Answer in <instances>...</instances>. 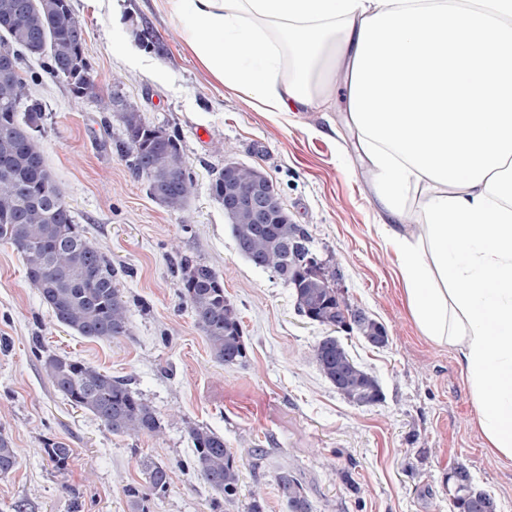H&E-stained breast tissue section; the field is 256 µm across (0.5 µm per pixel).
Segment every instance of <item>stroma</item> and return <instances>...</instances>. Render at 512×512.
<instances>
[{
  "label": "stroma",
  "instance_id": "obj_1",
  "mask_svg": "<svg viewBox=\"0 0 512 512\" xmlns=\"http://www.w3.org/2000/svg\"><path fill=\"white\" fill-rule=\"evenodd\" d=\"M84 25L85 56L97 94L75 98L67 82L36 59L33 98L44 108L34 135L45 164L85 238L117 271L129 305V333L106 341L58 324L28 281L20 253L0 242V435L19 469L0 477V512H129L124 488L145 485L141 464L168 467L166 493L148 492L149 512H212L215 492L192 465L189 430L222 434L244 459L241 486L226 512H246L251 492L266 512H288L281 469L301 481L313 512H454L448 472L464 465L474 485L512 512V459L485 446L464 363L421 332L405 297L397 258L355 133L345 120V89L328 108L273 118L249 95L220 85L185 47L155 0H124L121 23L111 0H70ZM150 27L161 50L133 68L121 50ZM165 70L156 79L152 64ZM135 104L142 119L177 133L196 181L180 210L153 198L117 150L126 138L120 112L99 96ZM264 171L319 260L336 266V287L350 308L384 325L386 346L334 332L298 312L291 288L238 251L224 205L210 191L225 162ZM187 256L214 268L240 314L246 357L224 365L211 354L181 295L171 262ZM338 335L375 376L380 403L356 405L321 375L319 339ZM66 356L129 381L158 413L160 435L112 434L90 412L58 394L41 359ZM73 454L66 467L47 444Z\"/></svg>",
  "mask_w": 512,
  "mask_h": 512
}]
</instances>
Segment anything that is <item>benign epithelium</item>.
<instances>
[{"instance_id": "1", "label": "benign epithelium", "mask_w": 512, "mask_h": 512, "mask_svg": "<svg viewBox=\"0 0 512 512\" xmlns=\"http://www.w3.org/2000/svg\"><path fill=\"white\" fill-rule=\"evenodd\" d=\"M238 163L229 161L224 164V212L238 210L252 212L256 223L268 224L274 212L282 209L271 180L262 175L245 185H233Z\"/></svg>"}]
</instances>
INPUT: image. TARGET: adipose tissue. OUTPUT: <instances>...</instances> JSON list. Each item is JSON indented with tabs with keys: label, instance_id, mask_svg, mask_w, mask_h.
Masks as SVG:
<instances>
[{
	"label": "adipose tissue",
	"instance_id": "1",
	"mask_svg": "<svg viewBox=\"0 0 512 512\" xmlns=\"http://www.w3.org/2000/svg\"><path fill=\"white\" fill-rule=\"evenodd\" d=\"M199 63L275 115L317 107L337 63L353 65L363 18L415 0H162ZM375 197L426 338L458 349L488 448L512 459V158L469 188L433 183L419 220L403 206L423 182L366 136Z\"/></svg>",
	"mask_w": 512,
	"mask_h": 512
}]
</instances>
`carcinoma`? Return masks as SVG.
<instances>
[{"mask_svg": "<svg viewBox=\"0 0 512 512\" xmlns=\"http://www.w3.org/2000/svg\"><path fill=\"white\" fill-rule=\"evenodd\" d=\"M21 12L24 28H0V44H13L17 62L32 55L44 71L63 77L77 97L95 93L92 68L84 53V38H77L58 25V17L71 11L69 0H0V17ZM44 119L42 104L32 98L29 80L18 68L8 78L0 77V240L21 254L28 280L39 290L43 302L59 324L92 339L111 340L129 334L127 301L116 286L117 272L91 245L75 224L69 204L47 170L32 132ZM127 140L118 151L129 161L134 174L145 180L150 194L171 209H181L195 191L193 175L183 156L180 137L145 123L133 109L122 116ZM238 251L254 266L271 269L291 288L297 309L320 325L356 331L367 344L382 347L388 341L382 324L359 309L349 308L336 292V269L326 267L309 247L305 228L295 224L283 210L273 224H253L245 215L228 220ZM182 297L190 305L195 323L204 334L214 358L233 365L246 357L241 321L234 305L224 295V281L210 266L180 258L176 265ZM322 375L346 399L359 405L379 403L378 380L362 369L344 344L325 336L313 348ZM44 368L54 387L75 407L88 410L115 434L157 436L161 424L150 405L130 388L129 381L113 377L96 367L68 357L52 355ZM193 464L222 499L235 502L241 469L239 457L224 436L202 427L190 429ZM51 461L67 465L71 449L61 442L48 444ZM20 465L10 441L0 435V476ZM150 488L167 491L165 466L142 462ZM472 490L468 498L452 495L458 512H492L494 499L476 489L468 469L460 475ZM289 512H311L304 489L290 472L278 476ZM132 512H148L146 496L136 485L124 489Z\"/></svg>", "mask_w": 512, "mask_h": 512, "instance_id": "cac0c4a2", "label": "carcinoma"}]
</instances>
